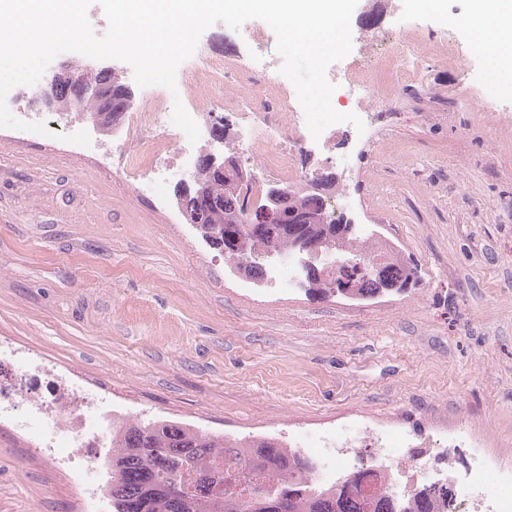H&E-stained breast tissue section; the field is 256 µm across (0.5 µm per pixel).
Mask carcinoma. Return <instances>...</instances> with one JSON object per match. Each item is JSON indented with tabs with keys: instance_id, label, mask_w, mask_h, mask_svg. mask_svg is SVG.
I'll list each match as a JSON object with an SVG mask.
<instances>
[{
	"instance_id": "cac0c4a2",
	"label": "carcinoma",
	"mask_w": 512,
	"mask_h": 512,
	"mask_svg": "<svg viewBox=\"0 0 512 512\" xmlns=\"http://www.w3.org/2000/svg\"><path fill=\"white\" fill-rule=\"evenodd\" d=\"M95 86L112 90V100L87 93ZM124 88L113 72L89 73L70 108L97 113L101 127L109 128L125 112L120 100ZM196 179L187 209L205 205L206 222L219 230L216 247L234 263L238 254L232 241L243 230L250 233L252 249L279 253L292 250L294 239L304 235L330 259L325 275L305 280L308 288L325 293L341 271L339 263L373 255L356 243L351 225L326 221L318 198L309 193H290L288 212L296 223L252 224L239 185L229 176L210 173L206 156L199 160ZM414 277V268L388 256L381 273L362 279L357 293L402 287ZM112 439L113 512H366L357 483L326 494L316 487L308 461L272 439L213 437L157 420L129 423L112 432Z\"/></svg>"
}]
</instances>
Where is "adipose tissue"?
I'll list each match as a JSON object with an SVG mask.
<instances>
[{"mask_svg":"<svg viewBox=\"0 0 512 512\" xmlns=\"http://www.w3.org/2000/svg\"><path fill=\"white\" fill-rule=\"evenodd\" d=\"M464 20L493 64V81L512 85V0H470Z\"/></svg>","mask_w":512,"mask_h":512,"instance_id":"ef3b65f1","label":"adipose tissue"}]
</instances>
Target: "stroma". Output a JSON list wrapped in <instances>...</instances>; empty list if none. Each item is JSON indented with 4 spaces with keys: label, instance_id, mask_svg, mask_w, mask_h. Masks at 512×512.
I'll return each mask as SVG.
<instances>
[{
    "label": "stroma",
    "instance_id": "1",
    "mask_svg": "<svg viewBox=\"0 0 512 512\" xmlns=\"http://www.w3.org/2000/svg\"><path fill=\"white\" fill-rule=\"evenodd\" d=\"M419 0H358L371 42L462 16ZM487 56L430 61L424 101L386 113L390 135L357 175L355 223L417 281L364 300L237 274L176 204L139 191L148 171L0 130V347L63 372L114 423L175 421L209 435L287 442L351 421L416 439L479 436L512 467V88ZM72 467L0 426V512H80Z\"/></svg>",
    "mask_w": 512,
    "mask_h": 512
}]
</instances>
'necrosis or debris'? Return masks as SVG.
Segmentation results:
<instances>
[{
  "instance_id": "necrosis-or-debris-1",
  "label": "necrosis or debris",
  "mask_w": 512,
  "mask_h": 512,
  "mask_svg": "<svg viewBox=\"0 0 512 512\" xmlns=\"http://www.w3.org/2000/svg\"><path fill=\"white\" fill-rule=\"evenodd\" d=\"M240 42L252 46L259 58L257 66L245 67L238 54L210 51L202 54L195 66L194 80L213 110L234 114L240 127L244 159L259 163L287 186L306 178L297 164L305 147L327 146L337 134H345L348 147L335 155L336 176L347 180L356 161V151L370 142L377 116L369 101H390L410 87L422 86L426 65L435 56L455 59L464 53H479L478 45L460 46L455 33L434 45L415 25L397 30L386 47L387 73L365 66L358 54L348 55L341 65L330 66L327 76L351 101L357 123L338 122L327 127L320 137H312L304 111L292 83L283 79L281 60L272 51L262 29L240 27ZM245 85V92L227 93L230 85ZM289 113V127L280 124L281 113ZM172 104L160 92L143 95L136 111L126 117V147L121 152L124 167H152L153 177L142 185L145 193L155 192L170 177L194 172L198 145L171 122ZM180 145V163L171 166L164 157L170 142ZM19 376L20 384L0 382V414L14 413V422L27 435L41 437L51 433L55 455L75 466L74 481L93 480L101 463L96 451L110 447L109 429L98 428L93 415V400L82 389L32 370L0 352V374ZM481 440L469 433L450 434L447 446L433 454L412 453L408 439L388 426L378 430L350 428L336 438L320 436L297 450L315 466L313 479L322 489H333L353 472L365 481L382 486L394 501L397 512H413L416 499L429 489L449 487V500L439 501L440 512H512V494H495L494 485L512 486V471L493 460L460 470L462 453H479Z\"/></svg>"
}]
</instances>
